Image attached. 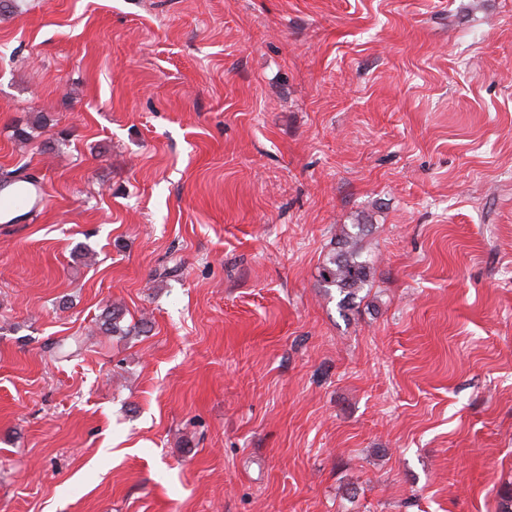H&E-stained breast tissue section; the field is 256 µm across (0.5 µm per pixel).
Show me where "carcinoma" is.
<instances>
[{
  "label": "carcinoma",
  "mask_w": 512,
  "mask_h": 512,
  "mask_svg": "<svg viewBox=\"0 0 512 512\" xmlns=\"http://www.w3.org/2000/svg\"><path fill=\"white\" fill-rule=\"evenodd\" d=\"M363 232L364 225H352V230L345 232L341 246L328 255L321 267L323 287L336 289L339 305L343 308L352 307L369 282V261L363 258L359 247ZM123 317L122 310H109L102 316L101 328L114 336H127L130 329L121 325Z\"/></svg>",
  "instance_id": "cac0c4a2"
}]
</instances>
